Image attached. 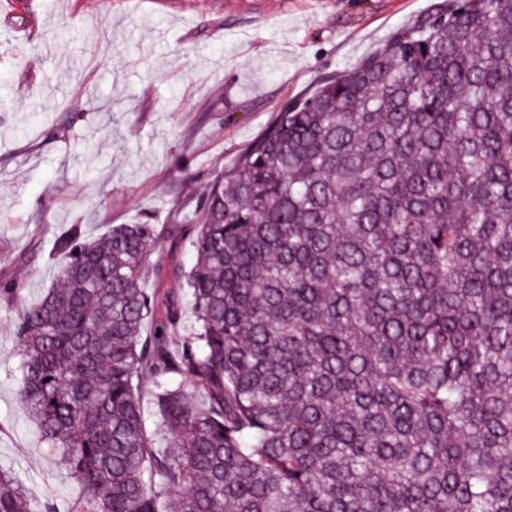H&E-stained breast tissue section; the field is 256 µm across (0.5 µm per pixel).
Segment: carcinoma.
Returning a JSON list of instances; mask_svg holds the SVG:
<instances>
[{"instance_id": "obj_1", "label": "carcinoma", "mask_w": 512, "mask_h": 512, "mask_svg": "<svg viewBox=\"0 0 512 512\" xmlns=\"http://www.w3.org/2000/svg\"><path fill=\"white\" fill-rule=\"evenodd\" d=\"M185 220L178 292L155 225L75 229L14 321L75 512H512V0L286 102ZM53 510L0 468V512Z\"/></svg>"}]
</instances>
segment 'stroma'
I'll list each match as a JSON object with an SVG mask.
<instances>
[{"mask_svg":"<svg viewBox=\"0 0 512 512\" xmlns=\"http://www.w3.org/2000/svg\"><path fill=\"white\" fill-rule=\"evenodd\" d=\"M435 0H0V468L59 512L65 479L19 400L13 322L58 238L159 232L148 288L177 291L206 188L288 100L372 54Z\"/></svg>","mask_w":512,"mask_h":512,"instance_id":"stroma-1","label":"stroma"}]
</instances>
